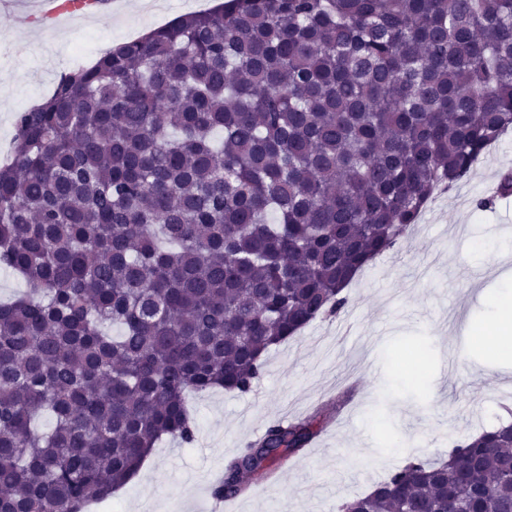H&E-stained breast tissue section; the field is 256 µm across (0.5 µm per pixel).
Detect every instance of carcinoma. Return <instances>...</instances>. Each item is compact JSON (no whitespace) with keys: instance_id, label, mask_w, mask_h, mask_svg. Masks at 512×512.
<instances>
[{"instance_id":"carcinoma-1","label":"carcinoma","mask_w":512,"mask_h":512,"mask_svg":"<svg viewBox=\"0 0 512 512\" xmlns=\"http://www.w3.org/2000/svg\"><path fill=\"white\" fill-rule=\"evenodd\" d=\"M512 128V0H223L60 75L0 165V512H86L246 394ZM337 405L271 424L214 494ZM49 419L42 429L37 421ZM341 512H512V424Z\"/></svg>"}]
</instances>
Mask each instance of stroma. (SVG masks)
<instances>
[{
  "instance_id": "1",
  "label": "stroma",
  "mask_w": 512,
  "mask_h": 512,
  "mask_svg": "<svg viewBox=\"0 0 512 512\" xmlns=\"http://www.w3.org/2000/svg\"><path fill=\"white\" fill-rule=\"evenodd\" d=\"M217 0H119L107 13L53 32L20 29L0 15V152L17 112L42 100L73 69L75 48L111 45ZM512 169V140L438 195L408 234L346 288V307L273 347L252 392L189 395L196 442L166 438L100 512H206L211 474L255 433L298 419L341 394L347 403L293 457L276 482L228 501V512H336L410 459H435L512 419V352L484 345L503 289H512V195L493 186ZM493 198L492 208L478 200ZM418 378H411L414 361Z\"/></svg>"
}]
</instances>
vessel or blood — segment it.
Instances as JSON below:
<instances>
[{
  "instance_id": "obj_1",
  "label": "vessel or blood",
  "mask_w": 512,
  "mask_h": 512,
  "mask_svg": "<svg viewBox=\"0 0 512 512\" xmlns=\"http://www.w3.org/2000/svg\"><path fill=\"white\" fill-rule=\"evenodd\" d=\"M10 18L19 26L53 30L89 15L101 14L107 0H6Z\"/></svg>"
}]
</instances>
